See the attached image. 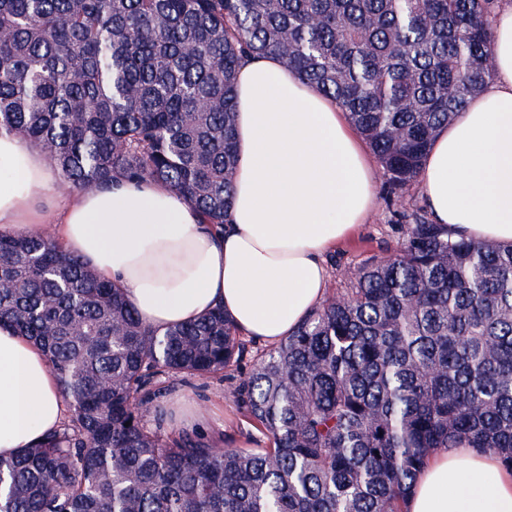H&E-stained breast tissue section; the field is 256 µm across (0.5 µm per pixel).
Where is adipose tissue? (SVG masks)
<instances>
[{
    "mask_svg": "<svg viewBox=\"0 0 512 512\" xmlns=\"http://www.w3.org/2000/svg\"><path fill=\"white\" fill-rule=\"evenodd\" d=\"M494 77L435 138L419 176L436 223L512 246V0L491 18ZM231 222L220 229L163 183L127 181L57 207L66 248L125 286L148 325L166 328L223 306L246 335L276 343L322 302L326 253L375 204L369 153L335 103L278 56L246 59L236 87ZM55 183L42 150L0 136V232L41 229ZM68 407L43 353L0 329V455L58 428ZM405 512H512V472L473 448L436 451Z\"/></svg>",
    "mask_w": 512,
    "mask_h": 512,
    "instance_id": "1",
    "label": "adipose tissue"
}]
</instances>
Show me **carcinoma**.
I'll return each mask as SVG.
<instances>
[{
  "label": "carcinoma",
  "mask_w": 512,
  "mask_h": 512,
  "mask_svg": "<svg viewBox=\"0 0 512 512\" xmlns=\"http://www.w3.org/2000/svg\"><path fill=\"white\" fill-rule=\"evenodd\" d=\"M495 2L0 0V136L69 187L162 182L228 224L236 72L272 53L345 112L399 199L492 79ZM402 218L394 254L240 379L254 448L167 434L155 404L158 378L244 358L224 308L153 329L52 227L0 233V327L42 350L69 405L0 457V512H403L439 448L512 471V247Z\"/></svg>",
  "instance_id": "1"
}]
</instances>
